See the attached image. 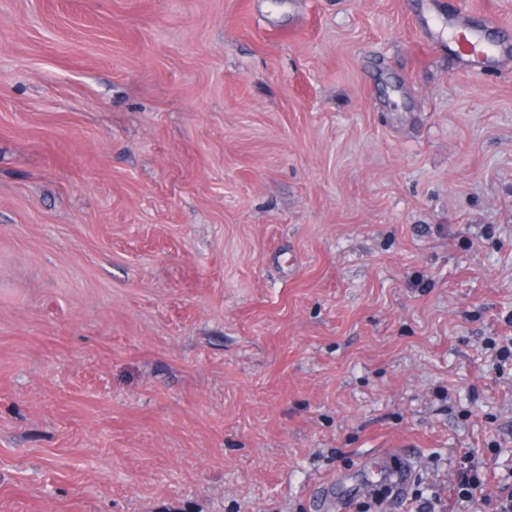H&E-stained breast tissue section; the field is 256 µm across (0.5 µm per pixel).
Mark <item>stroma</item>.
<instances>
[{
    "label": "stroma",
    "mask_w": 512,
    "mask_h": 512,
    "mask_svg": "<svg viewBox=\"0 0 512 512\" xmlns=\"http://www.w3.org/2000/svg\"><path fill=\"white\" fill-rule=\"evenodd\" d=\"M446 19L512 0H436ZM421 0H0V512L512 488V65ZM478 26L463 22L465 28L453 33L458 51L467 57L473 69L486 71L494 62L508 55L507 44L496 45L485 40V33L498 27V21L486 15H477ZM396 448H379L377 450L378 458H389L395 455H403L406 457L404 464L395 470L378 471L374 474L376 480H369L368 486L374 483H384L392 489V496L386 502V509L392 510L399 503L402 495L417 476V467L414 458L407 454L404 448H408L406 444H397ZM482 479L478 472L477 468H473L469 470V473H466L462 476L459 483V496L463 501L466 502H487L489 500L486 496H480V498H476V491L482 486ZM348 481L346 475L336 477V480L328 481L324 484L321 491V510L324 512L347 511L348 506L345 501H341L338 489Z\"/></svg>",
    "instance_id": "1"
}]
</instances>
